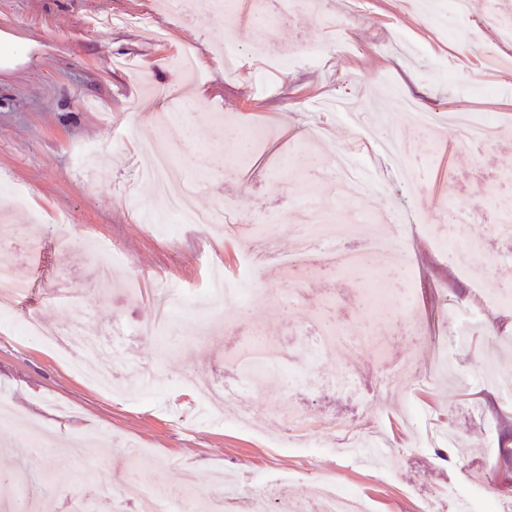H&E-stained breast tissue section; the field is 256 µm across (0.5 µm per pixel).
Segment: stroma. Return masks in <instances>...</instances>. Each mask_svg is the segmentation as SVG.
Returning <instances> with one entry per match:
<instances>
[{
    "label": "stroma",
    "mask_w": 512,
    "mask_h": 512,
    "mask_svg": "<svg viewBox=\"0 0 512 512\" xmlns=\"http://www.w3.org/2000/svg\"><path fill=\"white\" fill-rule=\"evenodd\" d=\"M217 20L178 18L166 0H0V185L28 194L11 209L62 212L67 235L51 223L34 240L0 248V269L28 282L20 298L0 295V401L19 407L0 420V512L43 491L53 512H146L148 492L165 490V512L238 486L237 512L272 485L269 512L301 505L310 512L327 484L361 493L370 512H455L457 497L512 512V308L492 298L512 282V239L495 234L500 200L512 197V39L500 21L512 0H233ZM280 21L274 41L288 54L287 73L255 55L265 41L253 17ZM199 144L182 125L161 124L181 100ZM435 112L423 132L406 101ZM493 121V142L461 148L459 115ZM266 123L271 138L246 156L227 151L225 129ZM162 130L173 153L170 176L195 184L194 205L223 204V232L184 224L164 232V206L143 182L138 144ZM91 144L105 177L89 179L77 163ZM352 160L362 195L338 197L325 178L337 149ZM456 170L458 180L446 175ZM358 215L348 245L368 250L360 276L291 277L283 266L242 265L252 219L293 251L311 201ZM472 209L477 222L436 224L435 204ZM393 252L370 251L374 239ZM120 255L112 288L90 290L97 255ZM466 253L449 267L448 252ZM260 301L214 302L208 262ZM297 279V292L284 288ZM176 283L175 325L187 305L215 310L218 329L185 338L139 334L155 320L154 296ZM389 304L372 305L376 292ZM58 328L88 316L91 333L128 330L112 357L105 390L32 338L15 335L26 316ZM335 323L345 333L335 351L306 362L307 331ZM279 342L277 381L244 378L230 360L253 331ZM195 370L201 386L243 396L246 428L208 420L179 380ZM155 373L141 399L134 375ZM416 406L414 419L405 411ZM323 421L384 430L389 449L354 462L333 449L275 448L286 434L287 408ZM35 435L57 450L28 454ZM86 441L87 459L71 446ZM130 480L140 497L117 498L108 484Z\"/></svg>",
    "instance_id": "obj_1"
}]
</instances>
